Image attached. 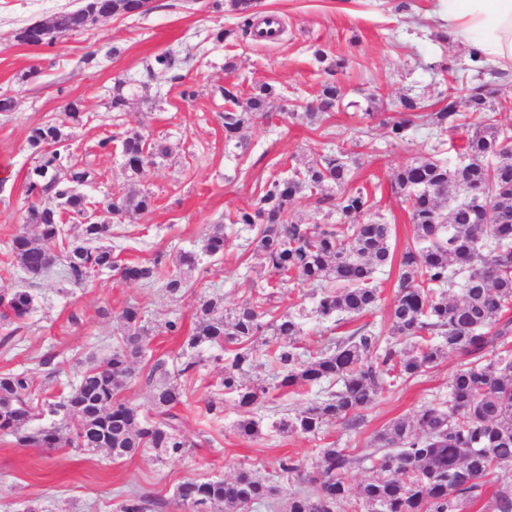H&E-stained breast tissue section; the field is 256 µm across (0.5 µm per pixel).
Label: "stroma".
Segmentation results:
<instances>
[{
    "label": "stroma",
    "mask_w": 512,
    "mask_h": 512,
    "mask_svg": "<svg viewBox=\"0 0 512 512\" xmlns=\"http://www.w3.org/2000/svg\"><path fill=\"white\" fill-rule=\"evenodd\" d=\"M77 2L0 0V95L16 103L14 111L0 112V288H24L34 299L33 310L20 324L0 320V373H28L38 398L59 396L118 344L122 311L133 303L154 335L146 356L135 364L136 378L121 396L148 414L146 375L153 361L162 358L178 366L184 360L181 338L163 333L164 323L175 320L191 331L200 299L219 294L232 308L265 285L267 270L249 245L255 228L226 223L225 217L259 198L272 177L303 167L312 152L343 149L356 161V185L372 193L377 213L392 224V251L401 253L412 242L408 207L393 191L392 175L419 156L453 160L460 138L415 125L396 139L363 111L393 115L405 95L438 102L446 87L441 66L465 67L469 49L444 35L443 0H262L256 13L246 17L229 11L228 0H153V10L145 15L100 20L50 47L32 48L15 40L20 28L49 20ZM269 15L281 27L276 39L259 41L246 34V27ZM223 29L231 30V37L216 41ZM318 48L329 60L345 58L346 68L327 73L314 59ZM165 53L178 58V65L146 74L144 61ZM33 68L38 79L19 82V74ZM118 77L129 81L136 94L123 111L113 112L108 103ZM331 79L341 84L351 108L312 123L292 118V110L314 103ZM262 84L273 89L267 116L246 130V146H235L224 137L221 90L234 85L248 93ZM188 86L196 95L185 100L181 92ZM73 99L84 108L79 124L66 112ZM46 121L67 134L74 161L97 172L90 196L103 197L115 187L151 195V211L114 222L110 243L118 263L149 265L159 255L169 260L179 251L199 249L217 224L224 227L223 257L204 259L177 300L160 284L126 282L109 270L82 286L71 284L59 264L43 276L27 277L9 243L24 226V181L35 163L28 131ZM132 130L171 148L168 157L139 176L125 170L121 153V140ZM108 136L112 148L101 150L98 143ZM377 282V308L339 325L316 317L313 287L294 279L266 307L274 314L307 309L300 345L305 357L315 358L336 336L363 324L389 336L397 267H385ZM47 359L56 374L44 367ZM460 363L458 356L446 357L428 372L381 392L356 427L333 422L315 435L270 431L249 440L234 427L242 410L223 391L224 363L207 350L202 362L179 378L185 392L179 407L183 430L199 440V447L183 457L160 458L146 449L115 460L105 449L21 447L0 435V512H24L33 503L46 512H115L130 494L146 498L148 512H183L174 498L180 483L229 479L242 467L259 470L281 491L253 512H284L285 493L301 483L280 474L281 458L290 456L309 467L320 449L333 445L360 459L349 481L367 480L375 434L395 419H413L425 406L447 407L448 384ZM215 398L224 401L218 421L205 410Z\"/></svg>",
    "instance_id": "stroma-1"
}]
</instances>
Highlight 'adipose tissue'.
Masks as SVG:
<instances>
[{
  "mask_svg": "<svg viewBox=\"0 0 512 512\" xmlns=\"http://www.w3.org/2000/svg\"><path fill=\"white\" fill-rule=\"evenodd\" d=\"M442 22L487 62L512 64V0H447Z\"/></svg>",
  "mask_w": 512,
  "mask_h": 512,
  "instance_id": "1",
  "label": "adipose tissue"
}]
</instances>
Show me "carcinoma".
<instances>
[{"label":"carcinoma","instance_id":"1","mask_svg":"<svg viewBox=\"0 0 512 512\" xmlns=\"http://www.w3.org/2000/svg\"><path fill=\"white\" fill-rule=\"evenodd\" d=\"M78 13L77 7L56 13L43 45H52L51 32L73 23ZM469 60L477 76L489 79L466 86L447 64L441 71L451 83L441 108L431 112L424 99L404 96L401 111L381 120L400 139L416 121L445 133L462 126L461 119L470 120L458 162L418 157L393 175L392 188L409 203L414 238L399 257L389 337L363 324L335 338L321 356L304 360L297 353L302 333L297 312L285 311L268 320L264 298H249L229 309L220 298H203L195 307L194 328L183 346L233 348L222 385L224 393L236 395L246 409L236 430L252 440L264 435V418L249 408L263 402L267 390L246 385L242 375L253 362L257 338L266 330L276 342L267 353L275 367V387L332 384L293 418L272 424L286 433L314 435L330 422L355 426L359 413L383 390L434 368L450 354L462 357L450 380L448 410L428 406L412 421L398 418L385 426L374 437L379 455L373 456V475L356 486L347 479L355 459L340 448L320 449L308 475L312 490L290 492L286 512H333L352 497L366 512H468L483 499L485 478L495 469L512 468V358L501 351L512 339V317L506 316L512 304V134L488 116L512 110V100L499 99V80L506 73L472 52ZM223 93L229 104L224 137L241 147L244 130L265 115L271 89L262 85L246 99L234 86ZM343 100L342 87L330 80L322 86L316 111L291 116L312 123L338 109ZM66 139L50 121L30 130L27 143L38 161L26 174L25 195L39 203L30 204L25 220L37 226L39 236L34 239L20 230L11 238L10 252L22 271L38 277L59 260L47 245L66 240V276L83 285L92 272L114 266L109 215L146 212L152 198L119 188L99 201L108 214L103 223H80L87 199L76 187L94 184L96 173L73 161ZM169 153L168 147L139 131L127 132L122 140L125 169L134 175ZM352 163L341 149L315 152L304 167L272 178L262 196L229 219L257 227L250 245L268 269L266 287L279 288L293 277L319 289L316 313L324 320L374 309L380 300L375 273L393 262L391 224L381 217L360 221L376 202L355 186ZM304 191L320 194L317 201L327 206L326 216L336 214L339 222L304 224L294 219L289 207ZM225 245L224 225L216 224L200 252L219 257ZM162 265L161 256L151 265L129 263L124 280L152 282L160 276L172 298L182 297L186 275L198 266L194 252L174 255L172 271H163ZM453 287L460 288L461 298L450 295ZM32 308L33 297L26 289L0 290L1 318L21 321ZM123 321V336L110 355L86 370L59 400L47 403L49 413L59 418L49 427L30 425V376L1 373L0 434L14 437L22 447L107 448L115 459L142 448L183 455L192 443L176 413L184 397L179 377L196 362L174 371L162 360L151 366L146 381L152 389L153 416H145L120 393L136 376L133 365L143 357L152 329L135 305L124 309ZM184 485L204 491L205 512H222L225 505L235 512H251L279 493L258 470L245 467L231 480H188ZM483 508L512 512V489L496 491Z\"/></svg>","mask_w":512,"mask_h":512}]
</instances>
